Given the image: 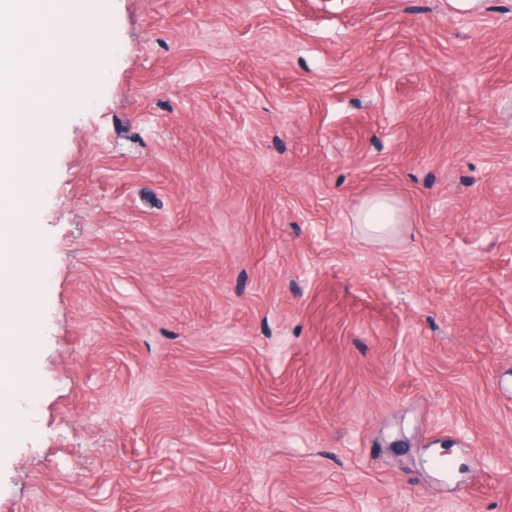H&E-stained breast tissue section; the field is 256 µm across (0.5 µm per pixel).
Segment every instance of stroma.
Here are the masks:
<instances>
[{
    "mask_svg": "<svg viewBox=\"0 0 512 512\" xmlns=\"http://www.w3.org/2000/svg\"><path fill=\"white\" fill-rule=\"evenodd\" d=\"M103 7L0 512H512V0ZM403 219L396 201L383 194L365 199L356 216L357 224H363L366 233L373 237L391 233L396 224L403 223Z\"/></svg>",
    "mask_w": 512,
    "mask_h": 512,
    "instance_id": "stroma-1",
    "label": "stroma"
}]
</instances>
